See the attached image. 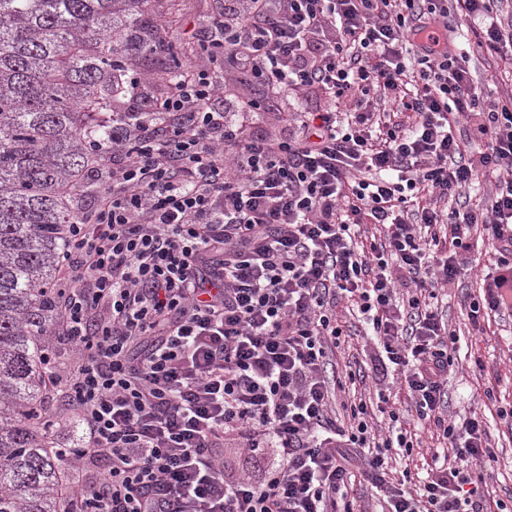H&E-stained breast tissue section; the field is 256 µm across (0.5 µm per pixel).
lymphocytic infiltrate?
Listing matches in <instances>:
<instances>
[{"label":"lymphocytic infiltrate","mask_w":512,"mask_h":512,"mask_svg":"<svg viewBox=\"0 0 512 512\" xmlns=\"http://www.w3.org/2000/svg\"><path fill=\"white\" fill-rule=\"evenodd\" d=\"M504 0H246L211 42L275 89L356 93L352 120L287 112L288 137L250 140L253 100L224 110L206 69L157 96L132 79L113 96L112 136L87 173L55 283L53 338L72 356L52 398L81 429L59 451L76 512H354L353 477L386 512H503L473 469L497 461L485 423L446 417L450 331L435 299L482 232L498 261L471 322L512 311V99L481 103L468 60L435 32L456 8L479 48L512 54ZM413 126L368 129L373 100ZM467 125L465 150L448 120ZM497 176L481 204L465 198ZM459 199L449 212L414 192ZM374 224L380 236L357 242ZM454 251H438L440 240ZM347 299L381 349L375 383L400 380L450 450L394 477L400 431L376 436L366 402L336 416L328 348ZM234 440L263 473H228Z\"/></svg>","instance_id":"1"}]
</instances>
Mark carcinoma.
Here are the masks:
<instances>
[{"label": "carcinoma", "mask_w": 512, "mask_h": 512, "mask_svg": "<svg viewBox=\"0 0 512 512\" xmlns=\"http://www.w3.org/2000/svg\"><path fill=\"white\" fill-rule=\"evenodd\" d=\"M153 0H0V512H64L47 351L73 190Z\"/></svg>", "instance_id": "carcinoma-1"}]
</instances>
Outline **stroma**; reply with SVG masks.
Returning a JSON list of instances; mask_svg holds the SVG:
<instances>
[{
  "instance_id": "35a3bbf8",
  "label": "stroma",
  "mask_w": 512,
  "mask_h": 512,
  "mask_svg": "<svg viewBox=\"0 0 512 512\" xmlns=\"http://www.w3.org/2000/svg\"><path fill=\"white\" fill-rule=\"evenodd\" d=\"M177 9L179 17L169 30L170 50L145 58L137 56L126 62L130 77H149L150 82L145 88L147 94L156 95L163 91L164 84L156 80L155 73L169 63L172 50L186 49L187 54L182 58L184 65L201 61L202 56L195 47L206 43L215 21L224 12V0H178ZM448 33L455 41L457 52L469 54L478 93L494 99L512 96V63L478 53L476 37L457 11L448 14ZM210 69L214 77L224 83L223 101L227 108H235L243 97L263 102V115L248 129L251 137L256 139L287 136V128L279 121L280 113L320 112L331 107L343 112L354 106L353 98L334 101L328 92L319 88L302 93L272 90L249 73L225 67L219 60L211 63ZM479 287L480 280L475 271L468 267L461 269L443 302L450 325L460 329L467 325L468 300L478 294ZM485 328V335L462 336L455 346V366L448 375V413L458 420L475 412L484 415L498 457L490 485L512 512V430L502 423L496 410L487 408L484 396L485 391L491 390L500 405H512V316L490 320ZM346 329L351 335V346L330 354L333 369L341 378L350 370L360 374L357 389L372 388L373 366L379 353L366 343L364 328L356 318L348 317Z\"/></svg>"
}]
</instances>
